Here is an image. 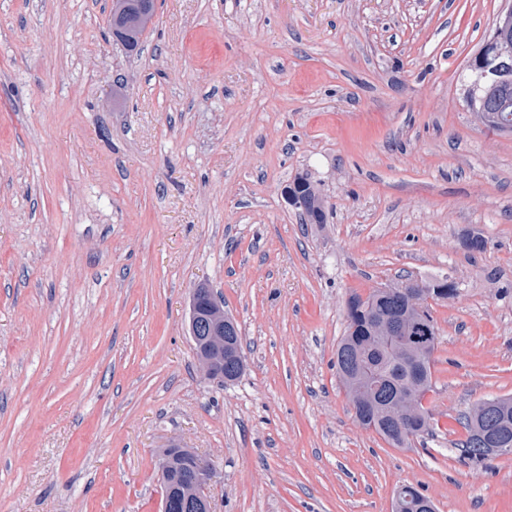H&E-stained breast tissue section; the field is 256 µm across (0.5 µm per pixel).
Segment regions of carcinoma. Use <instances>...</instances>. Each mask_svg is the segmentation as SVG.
<instances>
[{
	"mask_svg": "<svg viewBox=\"0 0 512 512\" xmlns=\"http://www.w3.org/2000/svg\"><path fill=\"white\" fill-rule=\"evenodd\" d=\"M140 0H116L112 9V28L125 31L123 44L130 50L138 48L151 15L144 19L137 18ZM493 29L496 35H490L479 51L468 61L462 74L463 98L469 110L475 112L481 123L490 131L507 134L512 132V70L503 72L499 68V51L512 49V20L496 18ZM289 199L296 208L302 210L311 224H322L325 212L314 185L305 178H298L288 187ZM356 311L347 323L344 336L336 348L337 373L376 374L383 382L374 392V401L381 407L395 414L399 409V392L407 385H415L421 394H426L433 387L432 367L435 347L426 353V367L422 375L414 377L398 361L394 354L382 348L373 349L363 345V336L374 318L395 319L407 309L406 289L394 288L382 292L376 288L361 300V295L353 294ZM228 350L224 355V374L239 376V365L235 355L242 353V337H227ZM484 400H479L472 407L455 417V421L464 431V438L455 442L460 457L481 465L489 460L479 445L476 432L507 430L512 437V397L504 398L503 406L481 407ZM376 433L395 448L401 447V430L394 419L380 420L375 423ZM159 457L165 459L170 471L183 478H191L195 473L196 454L187 449L173 446L163 449ZM393 496L402 497L412 506L423 494L411 483L396 487Z\"/></svg>",
	"mask_w": 512,
	"mask_h": 512,
	"instance_id": "cac0c4a2",
	"label": "carcinoma"
}]
</instances>
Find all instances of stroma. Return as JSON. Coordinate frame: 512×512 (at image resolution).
<instances>
[{
    "label": "stroma",
    "instance_id": "obj_1",
    "mask_svg": "<svg viewBox=\"0 0 512 512\" xmlns=\"http://www.w3.org/2000/svg\"><path fill=\"white\" fill-rule=\"evenodd\" d=\"M511 4L157 0L132 53L113 0H0V512H161L171 444L213 464L215 512H391L405 482L512 512V455L455 446L512 396V134L459 79ZM402 276L459 288L410 448L336 374L347 299ZM202 283L242 334L227 384L189 336ZM288 196L292 205L304 212L310 224L324 223L325 212L322 201L316 188L309 180L297 178L293 182V186L288 187ZM500 397L485 398L477 401L472 407L464 413L459 414L455 421L464 431V438L455 442L456 448L460 451V456L464 460L475 465L484 464L494 458L485 456V452L479 445L476 432L499 431L506 429L512 438V397H502L503 406L499 409L496 406L481 408L485 401H493ZM425 412H427V417L423 416L421 424L419 426V430H408L412 434V439L408 441V444L405 446H401V430L399 423L391 418L389 420H380L375 422L376 433L388 444L395 448H410L415 439H419L424 435H433L436 433V428L438 427V422H434L431 417L429 411L424 408Z\"/></svg>",
    "mask_w": 512,
    "mask_h": 512
}]
</instances>
